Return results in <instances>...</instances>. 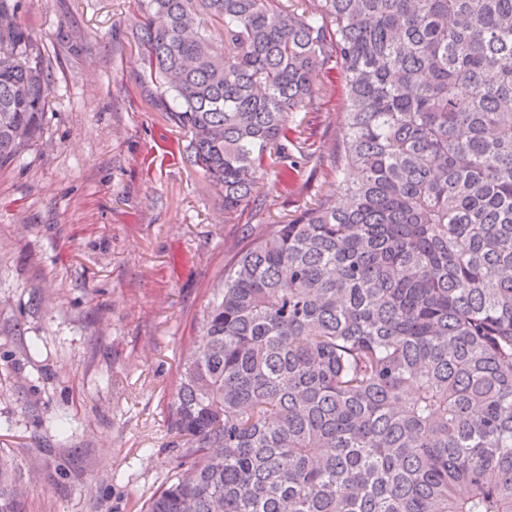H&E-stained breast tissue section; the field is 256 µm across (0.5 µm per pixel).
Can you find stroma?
<instances>
[{"instance_id":"35a3bbf8","label":"stroma","mask_w":512,"mask_h":512,"mask_svg":"<svg viewBox=\"0 0 512 512\" xmlns=\"http://www.w3.org/2000/svg\"><path fill=\"white\" fill-rule=\"evenodd\" d=\"M44 56L40 138L0 169V450L37 460L26 512H142L179 460L180 360L247 233L335 187L340 86L286 146L289 186L224 221L187 137L140 86L135 0H21Z\"/></svg>"}]
</instances>
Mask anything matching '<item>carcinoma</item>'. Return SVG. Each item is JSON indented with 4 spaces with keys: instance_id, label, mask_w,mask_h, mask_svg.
I'll return each instance as SVG.
<instances>
[{
    "instance_id": "obj_1",
    "label": "carcinoma",
    "mask_w": 512,
    "mask_h": 512,
    "mask_svg": "<svg viewBox=\"0 0 512 512\" xmlns=\"http://www.w3.org/2000/svg\"><path fill=\"white\" fill-rule=\"evenodd\" d=\"M0 0V169L41 50ZM141 86L224 220L343 84L336 188L247 237L199 320L144 512H512V0H137ZM217 18L214 33L200 24ZM0 451V512L25 476Z\"/></svg>"
}]
</instances>
